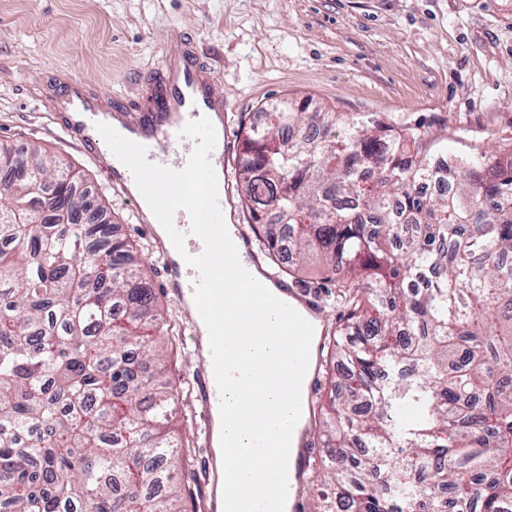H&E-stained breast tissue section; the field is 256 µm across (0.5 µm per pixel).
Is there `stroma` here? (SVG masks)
<instances>
[{"mask_svg": "<svg viewBox=\"0 0 512 512\" xmlns=\"http://www.w3.org/2000/svg\"><path fill=\"white\" fill-rule=\"evenodd\" d=\"M187 34L216 74L236 132L291 98L311 112L420 128L438 150L512 142V0H0V142L42 147L80 171V192L147 259L154 287V239L63 133L58 102L75 78L105 101L133 95ZM297 282L320 294L333 329L343 309L325 273L310 264ZM158 297L170 325L165 364L179 387L172 425L190 451L181 508L206 512L188 316L171 295Z\"/></svg>", "mask_w": 512, "mask_h": 512, "instance_id": "1", "label": "stroma"}]
</instances>
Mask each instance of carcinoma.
Segmentation results:
<instances>
[{
    "instance_id": "1",
    "label": "carcinoma",
    "mask_w": 512,
    "mask_h": 512,
    "mask_svg": "<svg viewBox=\"0 0 512 512\" xmlns=\"http://www.w3.org/2000/svg\"><path fill=\"white\" fill-rule=\"evenodd\" d=\"M264 111L242 215L282 271L314 254L347 322L319 512H512V144L434 157L410 126ZM0 512H182L186 443L144 260L60 158L0 143Z\"/></svg>"
}]
</instances>
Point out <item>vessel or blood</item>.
Masks as SVG:
<instances>
[{
  "mask_svg": "<svg viewBox=\"0 0 512 512\" xmlns=\"http://www.w3.org/2000/svg\"><path fill=\"white\" fill-rule=\"evenodd\" d=\"M161 88L148 92L145 100V117L137 119L111 111L87 92L81 83H74L66 101L67 119L63 125L65 134L79 144L85 153L93 159L101 154L102 137L92 132L89 122L98 118L99 122L115 128L121 135L137 140L144 138L155 141L168 148L179 144V132L185 124L186 116L212 114L217 118L215 124L217 143L211 154L212 163L221 167V186L218 200L223 213H232L234 207V183L232 173L238 165V158L229 147V126L224 123V95L219 92L217 79L212 71L202 64L194 52H187L182 58H174L165 53L157 73ZM107 182L115 192L128 197L138 223H145L142 196L131 195L128 185L133 180L130 170L121 162L106 165L103 169ZM158 247L165 268L164 288L187 305L189 331L195 352L200 353L201 366L194 375L195 400L205 420V438H212L214 419L219 413V391L215 382L211 355L205 354L198 333L199 313L193 307L195 281L198 272H191L189 278H182L176 263L170 257L172 243L162 239ZM278 299L294 308L304 318L319 320L324 316L320 301L297 289L288 281L278 280ZM310 465V445L307 430H294L291 438L288 462V512H304L305 475Z\"/></svg>",
  "mask_w": 512,
  "mask_h": 512,
  "instance_id": "obj_1",
  "label": "vessel or blood"
}]
</instances>
